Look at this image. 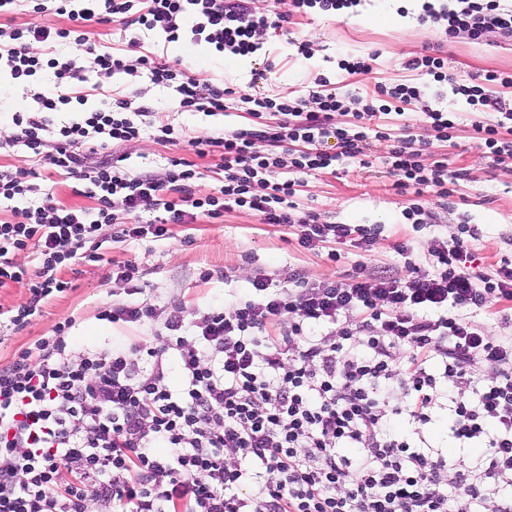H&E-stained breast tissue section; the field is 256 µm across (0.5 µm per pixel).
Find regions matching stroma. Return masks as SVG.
I'll list each match as a JSON object with an SVG mask.
<instances>
[{
    "label": "stroma",
    "mask_w": 512,
    "mask_h": 512,
    "mask_svg": "<svg viewBox=\"0 0 512 512\" xmlns=\"http://www.w3.org/2000/svg\"><path fill=\"white\" fill-rule=\"evenodd\" d=\"M421 5L422 0H360L355 13L345 19L320 13L296 16L284 29L269 32L261 49L245 57L218 55L203 42L169 43L157 30L143 29L134 34L116 22L105 27L90 24L92 32H107L113 47H126L136 35L145 51L173 63L188 64L189 74L223 82L229 90L226 110L215 116L185 111L178 107L172 89L153 85L142 75L117 73L106 78L92 71L80 87L83 103L65 106L59 120H80L83 113L100 106L105 94L116 90L127 96L142 94L167 113L175 127L207 136L254 126L247 97H272L289 91L303 95L314 89L319 77L328 81L330 89L359 97L371 94L378 83H413L422 89L420 99L405 105L403 114L382 116V127L395 138L410 134L421 139L426 163L447 162L460 180L448 197L401 192L386 172L388 144L383 140L376 142L366 169L358 161L346 159L337 163L332 173L277 170L273 181L290 178L297 182L299 211L315 213L323 223L363 224L376 229L371 250L365 252L348 243L309 250L299 245L297 228L261 223L254 212L244 208L227 211L218 219L171 225L170 235L163 238L106 243L97 260L63 269V278L71 284L67 292L50 297L25 327L6 330L0 338V367L9 364L33 339L50 335L57 323L71 316L76 323L70 334L77 347L109 342L127 348L149 342L155 332L153 325L100 320V311L113 303L162 306L167 315L188 325L200 310L212 305L232 311L247 297L259 273L278 288L288 287L292 273L311 282L343 280L356 274L367 278L403 276L409 262L417 274H430L434 267L429 250L434 241L460 237L467 226L477 232L470 249L478 264L512 259V167L486 158L474 131L476 122L492 124L499 115L491 108H475L453 92L454 86L469 83L476 75L512 74V40L491 36L476 43L463 36L446 38L437 27L419 21ZM381 12L398 15V22L376 21V14ZM303 40L313 45L311 58L297 53L296 44ZM436 46L442 47L448 59V79L441 83L406 66L408 60ZM367 54L374 57L370 75H350L341 70L342 60ZM262 70L266 79L255 80V73ZM428 108L456 113L449 140L436 139L428 129L424 116ZM116 151L126 155L125 166L132 173L160 175L171 159L182 158L197 162L203 170L200 189L214 184L207 160L197 159L186 144H160L146 134L118 145ZM415 203L427 213L424 223L413 224L404 217ZM400 240L409 241L410 260L395 252L393 245ZM127 261L139 266L138 280L129 282L117 275V265ZM208 269L213 276L206 280L202 273Z\"/></svg>",
    "instance_id": "1"
}]
</instances>
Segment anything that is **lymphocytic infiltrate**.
<instances>
[{
	"mask_svg": "<svg viewBox=\"0 0 512 512\" xmlns=\"http://www.w3.org/2000/svg\"><path fill=\"white\" fill-rule=\"evenodd\" d=\"M67 17L49 27L47 11ZM26 16L0 27V69L31 79L52 69L54 90L39 106L12 115L9 144L34 160L84 182L93 209L67 208L52 195L35 198L33 169L0 168V201L18 204L19 220L0 224V287L27 282L29 297L9 317L21 327L53 294L66 292L59 272L109 240L104 227L151 206L154 216L122 237H162L170 225L223 217L239 207L264 224H295L313 249L350 242L368 249L375 231L361 224H322L296 213L294 180L271 181L277 170L335 169L369 148L370 123L420 97L419 87H378L383 104L310 91L308 96L253 99L259 123L196 137L178 130L149 104L120 96L79 121L57 122L69 89L87 68L105 74L141 71L152 84L175 88L186 111L224 110L223 83L188 75L169 62L97 41L88 23L120 22L162 31L167 41L204 42L221 53L257 51L283 17L257 15L241 0H0V15ZM422 22L448 38L481 42L512 38V10L500 0H423ZM85 45L90 66L60 58L66 39ZM354 120L337 125L340 112ZM276 124L263 123V115ZM152 133L213 157L216 184L192 188V162L171 160L159 176L133 174L124 155L91 164L110 146ZM267 150H257V143ZM415 139H394L385 162L398 188L450 195L457 179L447 164H424ZM464 238L435 241L434 272L271 290L255 276L253 293L232 312H201L195 333L144 304L110 305L109 323H152V345H105L73 352L74 319L55 325L0 367V512H451L465 499L483 512H512V341L488 335L471 313L512 302V261L483 272L465 265ZM33 251V267L16 263ZM494 374L475 383L471 370ZM448 414V434L475 462L449 467L445 449L426 444L435 412ZM405 416L398 436L389 418Z\"/></svg>",
	"mask_w": 512,
	"mask_h": 512,
	"instance_id": "obj_1",
	"label": "lymphocytic infiltrate"
}]
</instances>
